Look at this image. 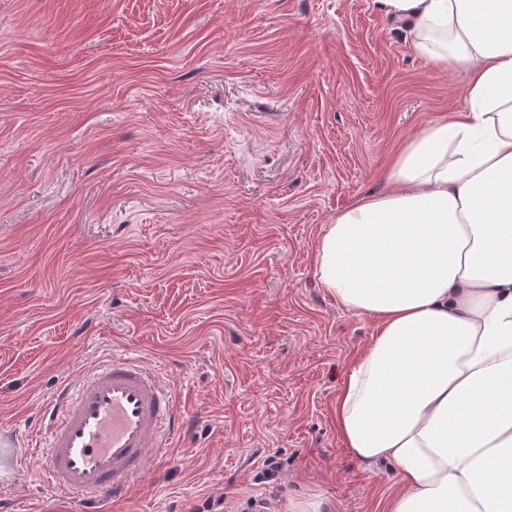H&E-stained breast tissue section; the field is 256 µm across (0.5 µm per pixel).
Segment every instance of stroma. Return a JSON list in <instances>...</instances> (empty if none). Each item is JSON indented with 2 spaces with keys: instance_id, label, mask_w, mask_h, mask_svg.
I'll list each match as a JSON object with an SVG mask.
<instances>
[{
  "instance_id": "1",
  "label": "stroma",
  "mask_w": 512,
  "mask_h": 512,
  "mask_svg": "<svg viewBox=\"0 0 512 512\" xmlns=\"http://www.w3.org/2000/svg\"><path fill=\"white\" fill-rule=\"evenodd\" d=\"M466 80L373 0H0V430L24 447L61 384L133 355L187 426L105 512H383L396 472L333 418L375 324L314 250ZM37 469L0 464V512H66Z\"/></svg>"
}]
</instances>
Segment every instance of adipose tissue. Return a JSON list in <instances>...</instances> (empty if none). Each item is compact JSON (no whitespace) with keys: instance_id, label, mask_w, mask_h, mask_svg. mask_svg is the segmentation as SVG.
Listing matches in <instances>:
<instances>
[{"instance_id":"1","label":"adipose tissue","mask_w":512,"mask_h":512,"mask_svg":"<svg viewBox=\"0 0 512 512\" xmlns=\"http://www.w3.org/2000/svg\"><path fill=\"white\" fill-rule=\"evenodd\" d=\"M468 109L409 138L390 189L337 213L321 288L376 332L336 397L357 458L389 463L385 512H512V0H374Z\"/></svg>"}]
</instances>
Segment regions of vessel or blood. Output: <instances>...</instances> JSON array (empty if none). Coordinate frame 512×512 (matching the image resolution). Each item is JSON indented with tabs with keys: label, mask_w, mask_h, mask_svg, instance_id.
Wrapping results in <instances>:
<instances>
[{
	"label": "vessel or blood",
	"mask_w": 512,
	"mask_h": 512,
	"mask_svg": "<svg viewBox=\"0 0 512 512\" xmlns=\"http://www.w3.org/2000/svg\"><path fill=\"white\" fill-rule=\"evenodd\" d=\"M41 479L57 495L103 512L146 464L167 457L184 414L170 383L143 360L112 356L63 385L44 406Z\"/></svg>",
	"instance_id": "vessel-or-blood-1"
}]
</instances>
